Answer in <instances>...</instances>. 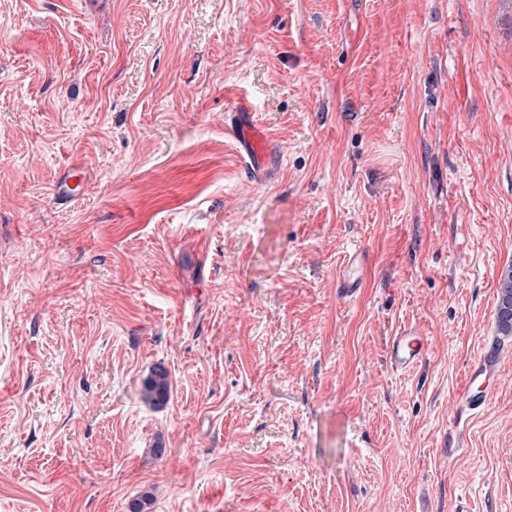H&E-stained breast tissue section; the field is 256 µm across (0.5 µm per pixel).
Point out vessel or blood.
<instances>
[{
	"label": "vessel or blood",
	"mask_w": 512,
	"mask_h": 512,
	"mask_svg": "<svg viewBox=\"0 0 512 512\" xmlns=\"http://www.w3.org/2000/svg\"><path fill=\"white\" fill-rule=\"evenodd\" d=\"M224 130L236 146L239 160L255 182L262 183L272 176L277 162V152L267 134L254 122L252 106L246 98H238L234 111L225 113ZM85 175L81 168H72L54 190V201L65 205L83 196ZM427 347L421 339L405 332L393 337L388 346V359L392 367L407 368L423 359ZM501 369L498 354L486 348L474 361L467 374V385L462 403L471 410L484 407L487 401L486 382Z\"/></svg>",
	"instance_id": "obj_1"
}]
</instances>
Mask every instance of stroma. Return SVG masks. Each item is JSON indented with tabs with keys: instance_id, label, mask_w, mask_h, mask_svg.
Here are the masks:
<instances>
[{
	"instance_id": "obj_1",
	"label": "stroma",
	"mask_w": 512,
	"mask_h": 512,
	"mask_svg": "<svg viewBox=\"0 0 512 512\" xmlns=\"http://www.w3.org/2000/svg\"><path fill=\"white\" fill-rule=\"evenodd\" d=\"M509 265L512 0H0V512H512ZM224 130L232 137L239 160L251 178L257 183L269 180L276 167L277 152L254 122L252 106L245 97L237 99L233 112L224 114ZM85 175L81 168H72L54 190V201L58 205H67L77 197L84 195ZM498 330L506 336L512 335V267L502 275L499 304L497 308ZM412 335V332H404L390 340L388 359L392 367L407 368L424 358L427 351L425 342ZM501 369L498 354L492 348H486L479 358L469 367L467 385L462 396V403L469 410H479L487 401L486 381L497 375ZM171 382L168 370L162 364L151 368L143 381L142 398L152 406H162L169 400Z\"/></svg>"
}]
</instances>
